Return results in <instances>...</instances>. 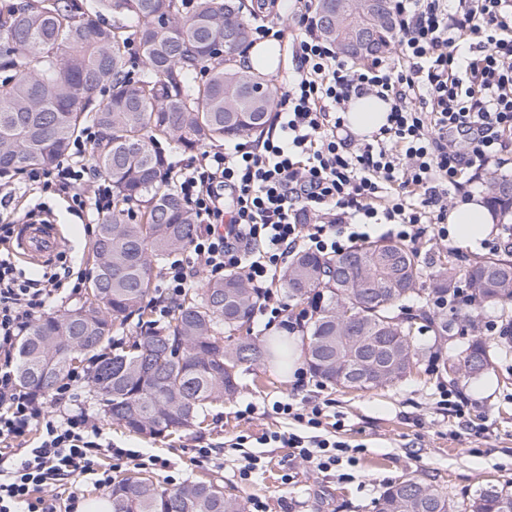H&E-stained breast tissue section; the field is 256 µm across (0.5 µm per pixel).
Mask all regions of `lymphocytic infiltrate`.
<instances>
[{"label": "lymphocytic infiltrate", "instance_id": "f902f5d3", "mask_svg": "<svg viewBox=\"0 0 512 512\" xmlns=\"http://www.w3.org/2000/svg\"><path fill=\"white\" fill-rule=\"evenodd\" d=\"M398 19L399 61L357 68L321 37L313 0H295L303 36L295 68L275 101L278 133L254 144L204 151L196 165L170 177L199 224L186 249L160 275L154 303L165 320L180 297L198 287L199 270H235L263 297L267 324L287 307L275 294L289 257L306 250L333 258L365 241L368 224H385L398 241L448 235L446 202L462 188L461 173L478 182L502 161L512 130V0H391ZM387 101V121L360 139L342 114L351 99ZM84 128L52 169H31L66 194L73 212L112 213V186L91 177L84 158L95 143ZM70 266L45 279L23 278L12 254L0 251V512H78L79 498L56 491L76 479L111 486L129 466L167 469V460L117 448L99 426L72 409L82 372L57 385L50 402L24 391L12 367L21 335L67 279ZM274 414L309 428L275 433L272 443L320 472L354 463L345 442L320 436L324 408L278 401Z\"/></svg>", "mask_w": 512, "mask_h": 512}]
</instances>
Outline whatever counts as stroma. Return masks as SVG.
<instances>
[{"instance_id": "obj_1", "label": "stroma", "mask_w": 512, "mask_h": 512, "mask_svg": "<svg viewBox=\"0 0 512 512\" xmlns=\"http://www.w3.org/2000/svg\"><path fill=\"white\" fill-rule=\"evenodd\" d=\"M46 203L48 219L57 224L64 242L60 248L67 265L81 272L92 266V244L99 220L96 215H73L65 197L53 190L32 188L25 172L12 177L11 208L24 216L38 203ZM512 246V228L496 223L486 242L461 246L456 241L429 236L419 242L422 265H430L435 251L453 250L459 268L470 259ZM474 323L449 313L447 340L435 342L422 330L419 343L435 345L439 356L459 350L472 336L485 335L484 323L512 321V310L498 304L474 309ZM492 364L481 377L458 380L457 386L472 401L465 417H457L440 402L449 381L434 360L425 359L420 370L394 385L370 390L341 389L315 377L308 365L283 371L272 365L255 366L240 379L239 393L214 404L199 427L169 437L147 438L127 432L108 420L88 386H81L77 403L121 448H134L170 462L169 471L153 470L157 481L174 475L177 484L212 480L244 502L265 501L271 512H374L384 488L417 476L447 489L454 502H462L482 485L493 482L512 489V343L491 337ZM293 397L327 403L325 428L338 440L356 448V463L330 472L312 470L291 449L259 444L275 431H294L295 422L264 413V406ZM258 413L247 415V403ZM245 447H236L238 436ZM213 448L217 457H201L200 449ZM261 456L263 467L251 484H243L237 468L246 455Z\"/></svg>"}]
</instances>
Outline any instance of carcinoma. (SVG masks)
<instances>
[{"label": "carcinoma", "mask_w": 512, "mask_h": 512, "mask_svg": "<svg viewBox=\"0 0 512 512\" xmlns=\"http://www.w3.org/2000/svg\"><path fill=\"white\" fill-rule=\"evenodd\" d=\"M321 34L341 45L368 31L388 54L398 22L391 0H375ZM0 0V171L44 168L70 149L82 126L98 129L93 161L112 183V216L98 225L85 302L35 320L20 342L16 374L37 396L62 382L82 356L97 361L89 381L104 415L150 438L188 431L215 402L234 396L243 369L266 358L285 362L288 344L251 334L260 296L237 272L210 277L159 325L149 298L156 269L187 245L195 211L163 186L161 141L187 149L261 137L274 120V88L260 71L236 64L255 14L247 0ZM491 202L512 212V179H489ZM432 287L415 247L372 241L333 259L299 252L288 263V299L314 305L305 358L314 375L346 388L369 343L379 365L353 385L373 389L402 380L431 347L418 322L448 335V309L403 315L456 290L455 255L433 259ZM465 283L477 304L512 303V251L476 257ZM135 330L131 343L127 331ZM112 343V352L106 344ZM491 345L473 336L438 365L452 381L481 376ZM512 512V490L487 484L458 506L444 488L411 476L386 487L376 512ZM112 512H245L210 481L166 488L139 473L112 485Z\"/></svg>", "instance_id": "carcinoma-1"}]
</instances>
